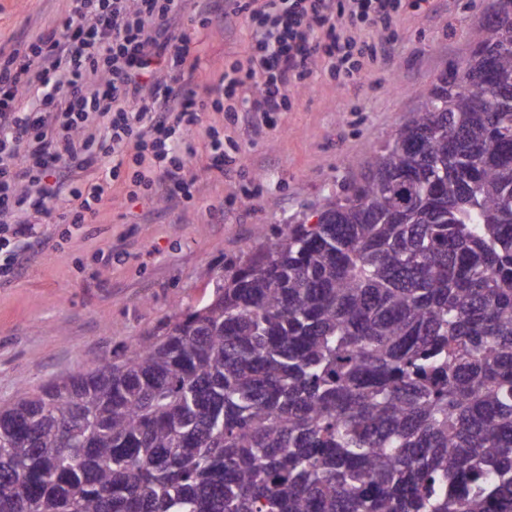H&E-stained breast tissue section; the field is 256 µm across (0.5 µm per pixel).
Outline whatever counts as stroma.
<instances>
[{
	"label": "stroma",
	"instance_id": "obj_1",
	"mask_svg": "<svg viewBox=\"0 0 512 512\" xmlns=\"http://www.w3.org/2000/svg\"><path fill=\"white\" fill-rule=\"evenodd\" d=\"M189 0L174 32L201 42L198 89L249 50L242 21L203 23ZM66 0H0V46L50 29ZM491 0H429L403 8L391 29L372 33L388 63L339 84L314 69L291 89L271 126L252 131L230 113L206 108L194 132L224 136L235 167L191 163L192 201L127 200L121 187L75 228L57 217L39 225L41 242L20 257L18 275L0 278V403L52 377L112 359L156 331L174 312L206 299L215 279L251 244L257 228L274 235L324 197L342 192L357 161L386 139L444 73L469 57L472 33Z\"/></svg>",
	"mask_w": 512,
	"mask_h": 512
}]
</instances>
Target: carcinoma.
<instances>
[{
	"label": "carcinoma",
	"instance_id": "1",
	"mask_svg": "<svg viewBox=\"0 0 512 512\" xmlns=\"http://www.w3.org/2000/svg\"><path fill=\"white\" fill-rule=\"evenodd\" d=\"M325 224L0 404V512H512V0Z\"/></svg>",
	"mask_w": 512,
	"mask_h": 512
}]
</instances>
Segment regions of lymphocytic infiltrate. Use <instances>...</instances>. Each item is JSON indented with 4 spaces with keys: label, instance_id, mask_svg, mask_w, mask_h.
<instances>
[{
    "label": "lymphocytic infiltrate",
    "instance_id": "f902f5d3",
    "mask_svg": "<svg viewBox=\"0 0 512 512\" xmlns=\"http://www.w3.org/2000/svg\"><path fill=\"white\" fill-rule=\"evenodd\" d=\"M69 0L61 19L28 49L12 46L0 64V277L14 274L37 231L34 216L67 206L86 223L118 181L128 197L188 200L187 167L205 154L212 167L234 163L224 139L196 140L205 103L187 83L199 63L188 36L170 32L187 0ZM401 0H224V14L251 32L246 61L210 88L254 128L288 102L314 66L339 83L357 81L371 54L356 31L386 26ZM111 158L94 181L76 171ZM129 179H122L125 167Z\"/></svg>",
    "mask_w": 512,
    "mask_h": 512
}]
</instances>
